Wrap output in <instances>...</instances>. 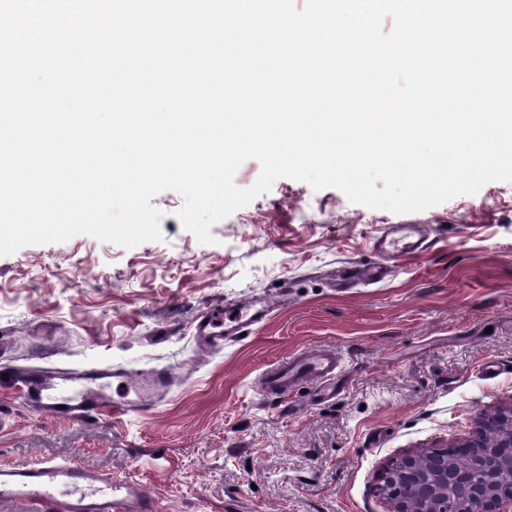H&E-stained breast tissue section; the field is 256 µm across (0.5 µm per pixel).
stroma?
Masks as SVG:
<instances>
[{
  "label": "stroma",
  "instance_id": "stroma-1",
  "mask_svg": "<svg viewBox=\"0 0 512 512\" xmlns=\"http://www.w3.org/2000/svg\"><path fill=\"white\" fill-rule=\"evenodd\" d=\"M162 241L78 235L0 256V467L70 459L129 479L163 512H391L376 474L408 452L470 437L512 405V182L410 214L281 178L203 244L165 191ZM419 225L423 252L378 284L388 226ZM276 300L270 321L214 351L194 335L209 304ZM305 347L342 352L335 396L263 395L260 375ZM494 359L498 369L485 374ZM42 366L167 368L157 408L121 419L45 417L17 375ZM387 277V272L382 267H373L365 270L349 265L337 271L336 281L342 288H351L359 283H379Z\"/></svg>",
  "mask_w": 512,
  "mask_h": 512
}]
</instances>
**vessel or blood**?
<instances>
[{
    "instance_id": "b4317fda",
    "label": "vessel or blood",
    "mask_w": 512,
    "mask_h": 512,
    "mask_svg": "<svg viewBox=\"0 0 512 512\" xmlns=\"http://www.w3.org/2000/svg\"><path fill=\"white\" fill-rule=\"evenodd\" d=\"M411 224H399L377 246L388 257L399 259L423 250L424 239ZM387 276L380 267L368 270L349 265L336 274L340 287L378 283ZM273 306L256 299L228 310L209 305L195 320L194 334L207 347L238 341L241 333L262 326ZM342 357L334 349H305L288 361L265 369L264 392L285 396L301 382L313 384L319 395L336 392ZM167 369H155L133 379L120 369L94 367L62 374L33 368L25 372L21 389L29 406L52 418L90 420L141 413L161 404L171 388ZM26 501L36 512H160L158 499L135 490L126 480L69 460L45 459L28 465L0 468V502Z\"/></svg>"
}]
</instances>
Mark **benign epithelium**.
I'll use <instances>...</instances> for the list:
<instances>
[{"label": "benign epithelium", "mask_w": 512, "mask_h": 512, "mask_svg": "<svg viewBox=\"0 0 512 512\" xmlns=\"http://www.w3.org/2000/svg\"><path fill=\"white\" fill-rule=\"evenodd\" d=\"M496 419L493 436L481 428L457 444L470 452L468 468L448 464V455L438 449L407 453L395 468L385 467L377 488L395 471L411 488L395 500L393 512H447L448 491L460 485L468 489L461 512H512V405Z\"/></svg>", "instance_id": "obj_1"}]
</instances>
